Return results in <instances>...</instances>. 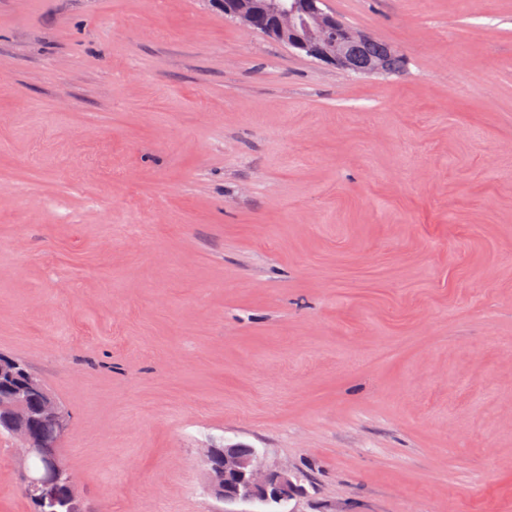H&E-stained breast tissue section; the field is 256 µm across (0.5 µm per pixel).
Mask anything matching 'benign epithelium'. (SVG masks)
Returning <instances> with one entry per match:
<instances>
[{"label": "benign epithelium", "instance_id": "obj_1", "mask_svg": "<svg viewBox=\"0 0 512 512\" xmlns=\"http://www.w3.org/2000/svg\"><path fill=\"white\" fill-rule=\"evenodd\" d=\"M325 0H213L230 18L251 31H263L293 52L359 75L381 74L382 60L359 68L351 54L354 42H370L372 36L345 27L336 14L324 9ZM69 424L60 403L35 376H20L13 363L0 358V430L21 444L16 467L25 490L37 504L56 494L54 482L30 471L29 459L37 456L55 474L60 464L51 454L46 431L63 433ZM213 496L226 503L281 504L299 491L292 475L283 468L263 464L257 452L245 456L236 446L202 449Z\"/></svg>", "mask_w": 512, "mask_h": 512}]
</instances>
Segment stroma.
Segmentation results:
<instances>
[{"label":"stroma","instance_id":"obj_1","mask_svg":"<svg viewBox=\"0 0 512 512\" xmlns=\"http://www.w3.org/2000/svg\"><path fill=\"white\" fill-rule=\"evenodd\" d=\"M360 76L211 0H0V355L96 512H512V0H326ZM0 438V512H33ZM391 52L392 55L388 58V68L390 73L400 70L404 65L403 58L396 54L395 50L388 44L374 39L373 42L366 45H356L354 59L356 63H363L369 57L374 56H385L387 52ZM238 446L202 449L213 496L224 503L261 502L281 504L299 491L288 469L263 464L256 450L240 453Z\"/></svg>","mask_w":512,"mask_h":512}]
</instances>
